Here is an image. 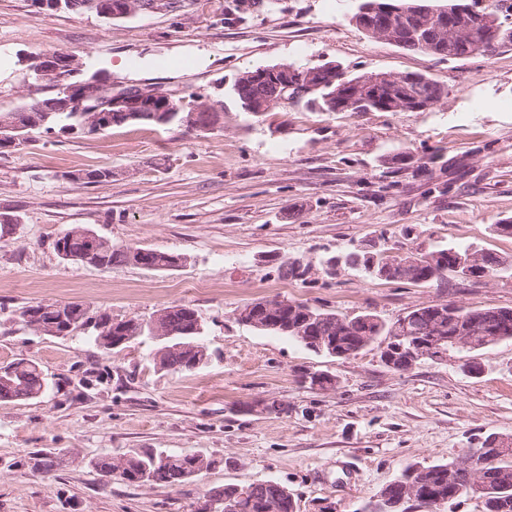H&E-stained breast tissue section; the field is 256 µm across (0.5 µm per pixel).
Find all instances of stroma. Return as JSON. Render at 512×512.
I'll list each match as a JSON object with an SVG mask.
<instances>
[{"label": "stroma", "instance_id": "stroma-1", "mask_svg": "<svg viewBox=\"0 0 512 512\" xmlns=\"http://www.w3.org/2000/svg\"><path fill=\"white\" fill-rule=\"evenodd\" d=\"M360 3L256 0L245 12L238 0H182L109 22L0 0V113L44 97L31 70L38 57L73 51L114 87L176 89L186 104L224 114L209 132L129 124L0 149V212L19 217L0 237V364L32 360L47 382L38 398L0 401V512H194L208 491L266 481L287 488L296 512H359L407 466L446 462L492 434L512 438L511 340L481 351L476 375L426 359L397 372L380 359L386 337L336 358L237 318L274 298L390 323L431 303L512 308V269L442 288L323 270L328 257L382 238L400 254L471 244L512 259V236L493 230L512 219V47L461 60L409 51L359 28ZM327 62L350 75L420 73L448 94L423 112L292 103L257 116L232 91L246 71ZM401 151L443 160L398 173L388 159ZM99 166L110 181L66 178ZM73 228L182 262L156 271L65 261L53 241ZM293 259L305 274L282 279L278 266ZM37 302L144 321L186 305L210 357L174 373L156 366L150 337L107 350L90 324L48 336L19 318ZM304 371L336 385L309 389ZM146 449L212 465L176 487L128 484L92 466ZM49 453L60 464L46 474Z\"/></svg>", "mask_w": 512, "mask_h": 512}]
</instances>
